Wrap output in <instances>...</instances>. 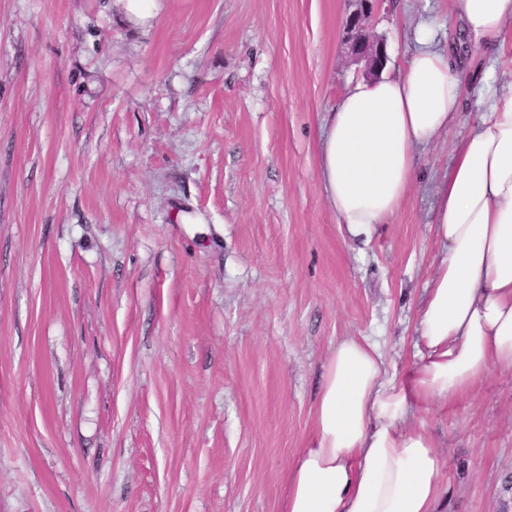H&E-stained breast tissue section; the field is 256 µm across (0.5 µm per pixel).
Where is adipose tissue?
<instances>
[{
  "mask_svg": "<svg viewBox=\"0 0 512 512\" xmlns=\"http://www.w3.org/2000/svg\"><path fill=\"white\" fill-rule=\"evenodd\" d=\"M452 15L468 41L499 49L512 0H452ZM414 41L395 75L355 83L323 122L319 175L349 231L401 209L417 150L447 130L469 89L495 75L491 66L470 72L455 49L439 48L432 20L418 22ZM435 198L443 257L418 312L420 360L395 379L367 338L337 343L280 512H437V444L423 428L405 427V417L512 371V79L457 142Z\"/></svg>",
  "mask_w": 512,
  "mask_h": 512,
  "instance_id": "adipose-tissue-1",
  "label": "adipose tissue"
}]
</instances>
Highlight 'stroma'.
<instances>
[{"instance_id": "stroma-1", "label": "stroma", "mask_w": 512, "mask_h": 512, "mask_svg": "<svg viewBox=\"0 0 512 512\" xmlns=\"http://www.w3.org/2000/svg\"><path fill=\"white\" fill-rule=\"evenodd\" d=\"M352 0H0V512H279L338 341L417 360L434 186L489 93L351 236L324 112L369 79ZM450 0H381L389 62ZM443 512H512V372L413 413ZM125 19L136 25H147L155 18L156 0H117Z\"/></svg>"}]
</instances>
